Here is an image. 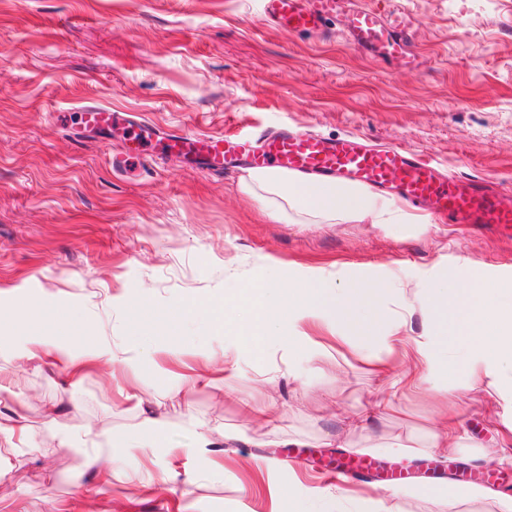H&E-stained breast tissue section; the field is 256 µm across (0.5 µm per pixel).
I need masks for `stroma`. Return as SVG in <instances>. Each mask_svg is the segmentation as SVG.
Masks as SVG:
<instances>
[{
    "label": "stroma",
    "mask_w": 512,
    "mask_h": 512,
    "mask_svg": "<svg viewBox=\"0 0 512 512\" xmlns=\"http://www.w3.org/2000/svg\"><path fill=\"white\" fill-rule=\"evenodd\" d=\"M414 22L420 63L381 62L354 49L343 19L289 33L263 21L260 0H0V512H52L82 499L91 512H274L277 489L335 487L311 453L367 454L404 443L399 467L451 482L484 470L488 455L512 470L482 388L457 377L463 446L428 448L438 398L398 386L363 363L378 342L336 344L288 368L255 338L224 372V338L250 318L253 290L321 268L344 282L443 277L468 266L512 278V230L448 224H293L271 219L236 191L238 171L211 175L174 157L121 166V131L87 129L78 109L102 104L162 129L309 130L401 145L432 165L499 191L512 205V0H355ZM172 313L180 328L165 376L88 365L79 385L51 366L18 369L25 335L65 334L77 316L113 349L137 344L122 302ZM34 314H26L30 303ZM223 322H216V313ZM206 381L181 392L183 376ZM232 396H225V389ZM391 398L397 412L377 411ZM269 421L254 425L251 413ZM28 426L30 447L7 431ZM124 440L109 494L97 469L61 439L84 427ZM205 431L207 455L194 453ZM157 450H148L149 442ZM303 442L292 461L287 444ZM403 512H498L495 498L408 497Z\"/></svg>",
    "instance_id": "obj_1"
}]
</instances>
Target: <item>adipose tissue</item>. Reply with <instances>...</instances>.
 <instances>
[{"label":"adipose tissue","mask_w":512,"mask_h":512,"mask_svg":"<svg viewBox=\"0 0 512 512\" xmlns=\"http://www.w3.org/2000/svg\"><path fill=\"white\" fill-rule=\"evenodd\" d=\"M243 196L262 203L270 217H310L319 224L341 220L392 223L396 210L375 195L330 179L310 180L275 168L249 169L237 183ZM418 288L424 307L403 300L397 313H387L384 298L394 290L386 282L354 283L343 287L323 272L289 282L287 289L262 288L256 300L251 335L274 338L289 356H316L321 342L309 336L308 326L322 325L333 333L352 331L357 337H376L387 351H394L415 313H423L424 329L414 338L404 357L409 367L401 384H427L446 406H454V378L486 382L500 408L498 421L512 433V279H424ZM129 330L146 334L148 345L121 352L107 340L87 346L90 329L73 319L65 337L53 333L27 337L19 360L38 364L52 361L71 376H79L86 362L109 367L122 363L134 369L156 368L152 342L176 335L180 318L171 313H142L139 304H128ZM405 487L386 489L383 496L355 495L345 490L300 495L281 489L278 512H396L397 502L409 496Z\"/></svg>","instance_id":"ef3b65f1"}]
</instances>
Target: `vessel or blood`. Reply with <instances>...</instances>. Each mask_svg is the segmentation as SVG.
Here are the masks:
<instances>
[{"label": "vessel or blood", "instance_id": "1", "mask_svg": "<svg viewBox=\"0 0 512 512\" xmlns=\"http://www.w3.org/2000/svg\"><path fill=\"white\" fill-rule=\"evenodd\" d=\"M261 2L264 20L279 29L317 32L341 16L345 35L355 48L381 61L402 59L412 67L418 64L410 47L413 22L405 10L378 13L354 6L352 0ZM80 114L84 125L95 130H109L128 119L126 113L99 105L82 106ZM151 148L182 157L187 165L210 173L245 161L255 168L275 167L322 179L344 178L430 206L452 224H512V208L501 206L498 194L487 185L438 174L406 148L372 146L354 134L332 139L279 129L224 135L173 130L159 135L152 126L133 125L127 157L142 159Z\"/></svg>", "mask_w": 512, "mask_h": 512}]
</instances>
